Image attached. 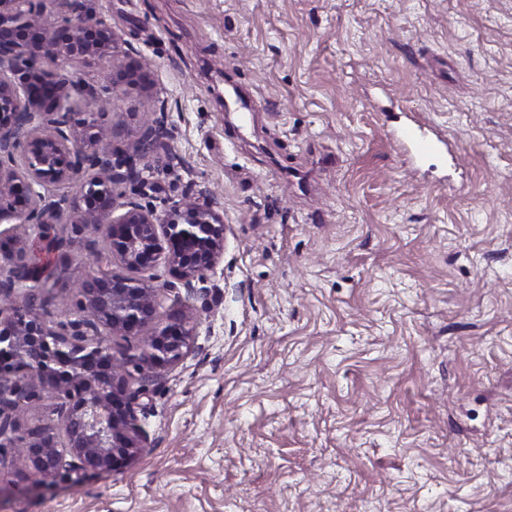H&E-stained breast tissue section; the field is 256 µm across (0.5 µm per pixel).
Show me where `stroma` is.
Returning a JSON list of instances; mask_svg holds the SVG:
<instances>
[{"label":"stroma","instance_id":"obj_1","mask_svg":"<svg viewBox=\"0 0 512 512\" xmlns=\"http://www.w3.org/2000/svg\"><path fill=\"white\" fill-rule=\"evenodd\" d=\"M152 95L115 143L167 136L162 207L224 216L194 292L142 271L191 352L139 374L142 455L35 485L0 512H512V0H94ZM436 125L455 165L405 164ZM396 140L408 155V160L416 156L439 155L445 141L426 124L407 125L400 129Z\"/></svg>","mask_w":512,"mask_h":512}]
</instances>
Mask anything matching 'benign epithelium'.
Returning a JSON list of instances; mask_svg holds the SVG:
<instances>
[{
    "label": "benign epithelium",
    "mask_w": 512,
    "mask_h": 512,
    "mask_svg": "<svg viewBox=\"0 0 512 512\" xmlns=\"http://www.w3.org/2000/svg\"><path fill=\"white\" fill-rule=\"evenodd\" d=\"M56 4L51 25L44 26L38 21L44 0H0V71L20 75L17 83L0 79V222L36 225L54 245L60 266L69 246L67 224L102 232L106 247L96 251V270L76 289L78 318L55 322L44 307L20 302L0 319V463L5 449L14 450L24 461L18 474L34 483L63 471H115L143 453L135 410L142 391L131 389L127 367L161 371L191 349L192 317L174 311L159 318L157 287L115 272L114 263L139 271L162 256L191 292L224 255V217L203 192L185 195L161 214L134 201L115 214L117 185L155 188L145 160L165 128L144 124L132 145L114 146L94 106L114 96L122 80L149 95L153 82L143 63L118 61L120 38L89 0ZM104 56L117 62L116 73L99 93L61 72L67 63ZM74 95L85 97L84 117L77 121L63 105ZM73 180L79 190L65 209L37 191ZM0 256L9 265L0 293L8 294L17 274L31 266L29 240L14 238ZM150 324L153 332L120 359L102 337L104 330L127 336ZM46 397L58 401L61 449L54 426L20 431L19 408Z\"/></svg>",
    "instance_id": "7a95c632"
}]
</instances>
